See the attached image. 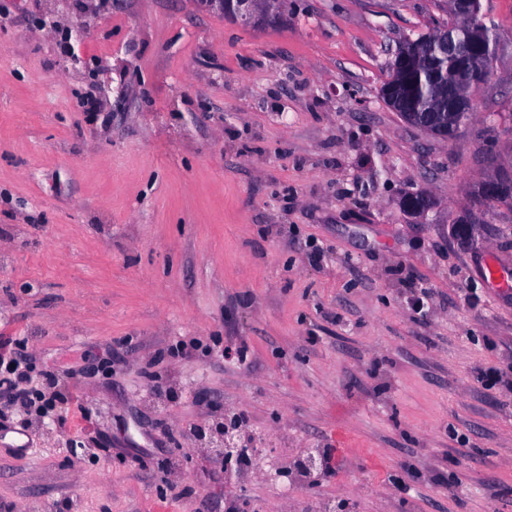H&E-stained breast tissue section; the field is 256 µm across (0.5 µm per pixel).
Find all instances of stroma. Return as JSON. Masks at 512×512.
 I'll use <instances>...</instances> for the list:
<instances>
[{"mask_svg": "<svg viewBox=\"0 0 512 512\" xmlns=\"http://www.w3.org/2000/svg\"><path fill=\"white\" fill-rule=\"evenodd\" d=\"M480 4L494 76L446 142L380 96L446 0H282L269 25L0 0V343L57 405L0 403V512H512V207L449 236L512 166V0ZM227 409L332 475L203 458L190 428ZM506 175L509 176L511 181L507 182ZM509 186H511L512 191V170L499 169L494 175L476 182V194L480 201L485 204L498 202V199L506 193ZM484 212L478 210H468L459 221L452 224L450 235L463 247L471 245L475 239V234L484 222Z\"/></svg>", "mask_w": 512, "mask_h": 512, "instance_id": "1", "label": "stroma"}]
</instances>
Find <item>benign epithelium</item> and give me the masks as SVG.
<instances>
[{
	"label": "benign epithelium",
	"instance_id": "benign-epithelium-1",
	"mask_svg": "<svg viewBox=\"0 0 512 512\" xmlns=\"http://www.w3.org/2000/svg\"><path fill=\"white\" fill-rule=\"evenodd\" d=\"M197 4L214 13H234L245 21H272L279 17V4L281 0H196ZM448 6L455 10L468 13L473 19L471 29L465 34L464 42H459V37L451 28L437 32L435 39L442 48L448 50V56L453 57L465 44L471 49V58L474 65L462 70L444 84L456 95V107L460 112L473 115L478 94L487 88L491 82L492 74L488 73L482 64L487 49V33L478 21V0H448ZM428 59L419 53L409 50V43H404L391 64L393 78L385 85L382 96L392 103L394 102V89L403 77L419 65H424ZM404 120L412 126L427 130L442 139L448 141L456 138L460 126L453 124V131H448V119L434 118L431 121L421 119L414 112L404 113ZM512 187V170L499 169L495 174L476 182V194L480 201L487 204L496 202L503 196L507 188ZM484 222V212L469 210L465 212L459 221L451 226L450 235L463 247L471 245L475 234ZM193 432L197 440L206 445L203 452L209 455L219 456L228 464L238 458L241 451L240 442L247 436L246 426L237 413L226 412L221 418L212 422L196 426ZM322 463L315 456H309L294 463V468L299 476L308 482H313L314 473L320 470Z\"/></svg>",
	"mask_w": 512,
	"mask_h": 512
}]
</instances>
